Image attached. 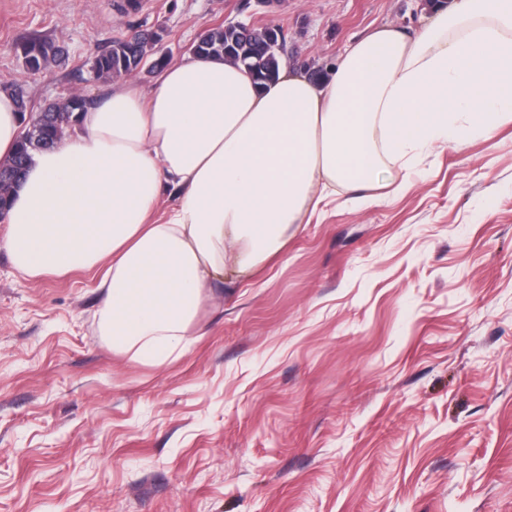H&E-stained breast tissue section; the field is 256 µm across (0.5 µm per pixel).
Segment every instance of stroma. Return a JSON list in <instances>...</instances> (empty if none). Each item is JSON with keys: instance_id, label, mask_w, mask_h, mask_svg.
<instances>
[{"instance_id": "1", "label": "stroma", "mask_w": 512, "mask_h": 512, "mask_svg": "<svg viewBox=\"0 0 512 512\" xmlns=\"http://www.w3.org/2000/svg\"><path fill=\"white\" fill-rule=\"evenodd\" d=\"M0 0V80L30 112L107 86L88 60L142 27L171 60L216 23L276 25L324 77L432 0ZM38 36L66 62L29 74ZM336 197L226 275L164 364L100 336L98 271L26 280L0 250V512H512V122Z\"/></svg>"}]
</instances>
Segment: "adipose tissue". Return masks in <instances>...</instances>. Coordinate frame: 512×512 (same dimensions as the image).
I'll return each mask as SVG.
<instances>
[{"label":"adipose tissue","mask_w":512,"mask_h":512,"mask_svg":"<svg viewBox=\"0 0 512 512\" xmlns=\"http://www.w3.org/2000/svg\"><path fill=\"white\" fill-rule=\"evenodd\" d=\"M512 121V0H449L416 34L386 24L321 80L258 84L220 57L168 65L149 96L114 89L35 153L0 236L25 279L105 264L98 330L114 352L180 355L226 268L249 271L337 188ZM176 203L151 215L165 190Z\"/></svg>","instance_id":"ef3b65f1"}]
</instances>
